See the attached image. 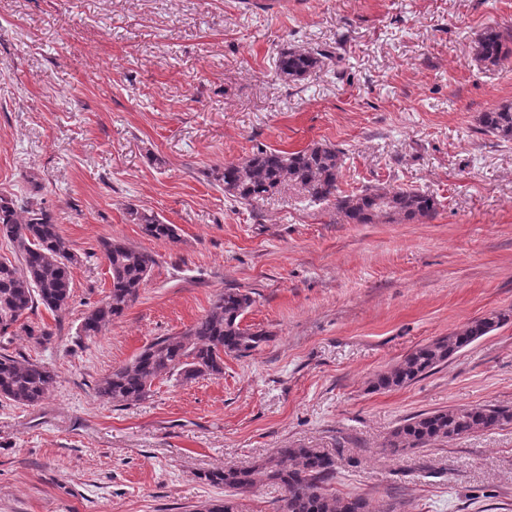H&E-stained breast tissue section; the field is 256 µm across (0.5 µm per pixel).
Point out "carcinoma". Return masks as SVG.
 <instances>
[{"label": "carcinoma", "instance_id": "carcinoma-1", "mask_svg": "<svg viewBox=\"0 0 512 512\" xmlns=\"http://www.w3.org/2000/svg\"><path fill=\"white\" fill-rule=\"evenodd\" d=\"M512 37L495 28L479 41L483 60L496 63L512 55ZM322 52L287 49L279 53L276 70L291 81L306 79L321 63ZM480 129L504 142L512 141V104L500 105L479 116ZM343 152L327 143L283 151L258 149L238 163L224 165V192L250 204L292 184L315 200H334L336 213L347 224H374L381 220L414 222L431 219L438 202L418 189L368 187L343 194L338 183ZM134 224L162 242L178 239V228L154 213L128 207ZM0 238L8 240L18 264L0 261V338L13 336L16 327L40 343L48 330L27 322L28 313L41 305L51 312L65 309L71 297V268L81 261L70 249L51 213L40 203L0 193ZM100 251L108 263L110 291L85 313L77 335L102 333L121 317L139 296L155 256L117 238H104ZM254 304L252 292L226 288L209 309L185 330L159 336L134 358L96 381L97 396L107 402L132 404L150 396L157 380L188 382L224 376V356L243 357L271 339V334L242 325ZM512 322V309L493 311L463 329L421 345L387 371L377 374L371 388L390 390L412 384L434 371L481 337ZM56 383V373L45 364L0 351V398L36 407ZM512 422V410L495 405L452 407L407 418L384 439L393 452L424 448ZM334 457L318 448H280L250 468L224 466L204 474L211 485L224 489V498L203 504L196 512H237L238 499L251 493L263 477L282 490L276 512H371L370 501L360 495L337 496L328 484L335 478Z\"/></svg>", "mask_w": 512, "mask_h": 512}]
</instances>
